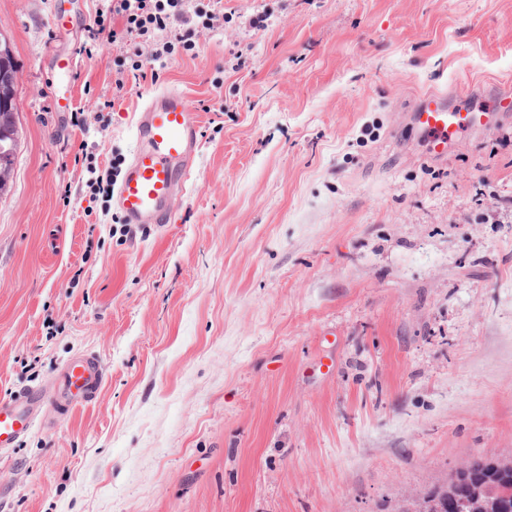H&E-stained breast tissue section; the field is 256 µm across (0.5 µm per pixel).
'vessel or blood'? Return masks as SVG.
I'll use <instances>...</instances> for the list:
<instances>
[{
    "label": "vessel or blood",
    "instance_id": "obj_1",
    "mask_svg": "<svg viewBox=\"0 0 512 512\" xmlns=\"http://www.w3.org/2000/svg\"><path fill=\"white\" fill-rule=\"evenodd\" d=\"M483 118V113L460 111L449 104L447 95L432 92L412 113L414 126L434 156L447 152L459 130L481 125ZM132 130L136 148L117 188V204L127 223H166L173 196L185 190L191 177L200 145L198 120L187 110L184 94L171 89L145 102ZM102 384L97 360L86 355L64 367L54 389L27 388L0 399V452L13 447L39 413L67 415L92 401Z\"/></svg>",
    "mask_w": 512,
    "mask_h": 512
}]
</instances>
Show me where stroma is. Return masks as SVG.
<instances>
[{
	"mask_svg": "<svg viewBox=\"0 0 512 512\" xmlns=\"http://www.w3.org/2000/svg\"><path fill=\"white\" fill-rule=\"evenodd\" d=\"M104 7L0 0V399L81 354L105 375L0 455V512H390L512 458V115L439 157L409 118L512 85V0H222L155 80L96 38ZM172 87L198 115L191 180L170 223L129 224L86 166L124 171ZM16 63L14 61V57H11L9 59V65L7 68H3V72L1 69V62H0V97H2V92L5 98L9 99L11 101L10 107H8V104L6 103L5 109L2 108V101L0 99V114L1 112H7L10 113L9 115V121L8 125H10L11 121L10 118L13 116V114L17 110L16 106Z\"/></svg>",
	"mask_w": 512,
	"mask_h": 512,
	"instance_id": "stroma-1",
	"label": "stroma"
}]
</instances>
